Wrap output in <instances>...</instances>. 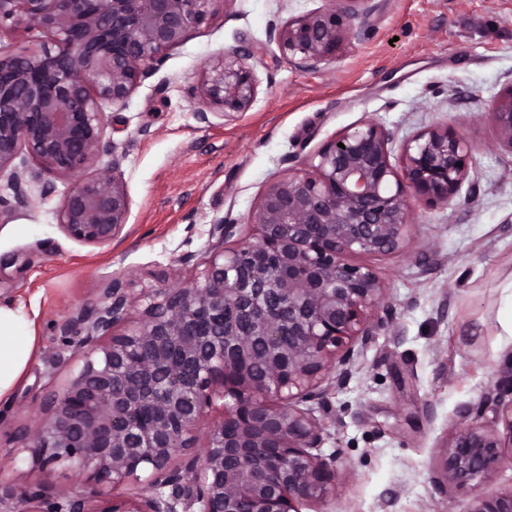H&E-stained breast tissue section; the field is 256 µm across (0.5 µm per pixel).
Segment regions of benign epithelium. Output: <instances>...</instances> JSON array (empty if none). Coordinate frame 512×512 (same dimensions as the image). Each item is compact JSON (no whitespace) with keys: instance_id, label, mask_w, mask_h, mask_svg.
<instances>
[{"instance_id":"7a95c632","label":"benign epithelium","mask_w":512,"mask_h":512,"mask_svg":"<svg viewBox=\"0 0 512 512\" xmlns=\"http://www.w3.org/2000/svg\"><path fill=\"white\" fill-rule=\"evenodd\" d=\"M233 2L0 0V36L24 27L52 42L0 55V178L13 191L0 197V215L33 207L55 192L54 179L72 177L62 231L112 245L130 198L117 160L94 169L107 147L103 110ZM366 2L329 0L271 37L300 65L328 61L357 38ZM254 54L238 45L205 69L199 120L209 122L211 107L224 116L250 109ZM492 115L500 144L512 150V85ZM474 151L436 124L402 143L397 167L390 133L365 120L322 146L309 169L267 187L248 216L255 240L227 245L237 222L217 219L203 280L154 290L122 333L116 327L136 298L112 278L98 303L59 325L67 346L85 350L84 365L52 389L35 429L19 432L42 478L24 487L0 480V512H302L325 501L336 468L312 453L326 424L309 403L345 384L356 347L386 323L369 314L384 301V283L351 257L398 250L413 223L411 200L450 205ZM484 404L505 432L462 426L440 470L446 483L474 491L472 512H512V491L489 488L499 463L512 459V379ZM211 413L218 421L201 436L197 425ZM59 466L83 478V493L56 486Z\"/></svg>"}]
</instances>
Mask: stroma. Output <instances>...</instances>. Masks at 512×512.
Segmentation results:
<instances>
[{"label":"stroma","instance_id":"35a3bbf8","mask_svg":"<svg viewBox=\"0 0 512 512\" xmlns=\"http://www.w3.org/2000/svg\"><path fill=\"white\" fill-rule=\"evenodd\" d=\"M326 0H234L164 54L122 103L106 107L98 167L119 163L131 200L127 224L108 247L68 238L59 207L70 188L37 207L0 216V301L23 307L37 336L34 357L0 400V454L45 416L52 380L84 363L58 365L57 328L98 302L113 277L132 296L200 279L214 219L248 224L268 185L305 167L336 134L379 122L394 145L438 122L477 146L450 206L413 202L400 249L357 254L387 286L394 320L360 350L346 384L329 396L324 457L336 484L304 512H471L473 492L443 484L440 456L471 408L512 377V335L501 313L512 293V150L499 146L492 104L512 85V0H371L357 39L335 60L301 67L283 59L268 31ZM248 42L257 97L243 113L196 116L192 95L206 67Z\"/></svg>","mask_w":512,"mask_h":512}]
</instances>
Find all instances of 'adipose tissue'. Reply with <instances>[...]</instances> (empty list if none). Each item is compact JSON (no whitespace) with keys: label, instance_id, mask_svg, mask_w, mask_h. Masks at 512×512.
<instances>
[{"label":"adipose tissue","instance_id":"obj_1","mask_svg":"<svg viewBox=\"0 0 512 512\" xmlns=\"http://www.w3.org/2000/svg\"><path fill=\"white\" fill-rule=\"evenodd\" d=\"M36 337L21 308L0 304V399L22 377L35 350Z\"/></svg>","mask_w":512,"mask_h":512}]
</instances>
